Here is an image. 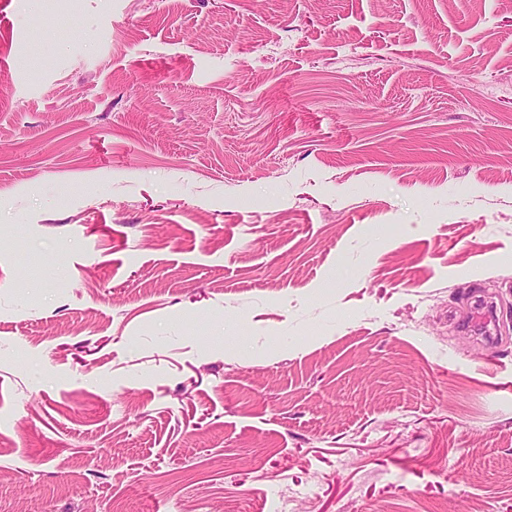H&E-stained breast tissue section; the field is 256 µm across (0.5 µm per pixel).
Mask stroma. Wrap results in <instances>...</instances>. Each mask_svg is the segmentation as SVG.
Returning a JSON list of instances; mask_svg holds the SVG:
<instances>
[{
  "label": "stroma",
  "mask_w": 512,
  "mask_h": 512,
  "mask_svg": "<svg viewBox=\"0 0 512 512\" xmlns=\"http://www.w3.org/2000/svg\"><path fill=\"white\" fill-rule=\"evenodd\" d=\"M0 512H512V0H0Z\"/></svg>",
  "instance_id": "1"
}]
</instances>
